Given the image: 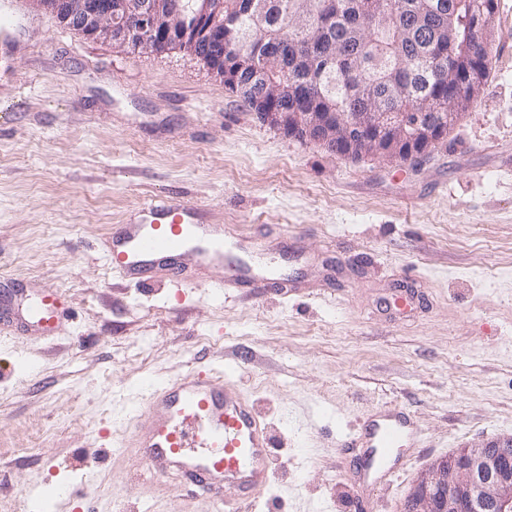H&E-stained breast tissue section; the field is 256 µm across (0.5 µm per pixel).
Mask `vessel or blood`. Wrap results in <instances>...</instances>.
I'll list each match as a JSON object with an SVG mask.
<instances>
[{
  "label": "vessel or blood",
  "instance_id": "obj_1",
  "mask_svg": "<svg viewBox=\"0 0 512 512\" xmlns=\"http://www.w3.org/2000/svg\"><path fill=\"white\" fill-rule=\"evenodd\" d=\"M10 25L0 26V55L9 56L34 22L23 0H0ZM246 239L225 241L224 227L207 223L201 208L186 199L160 197L140 207L126 224L114 225L104 244L108 265L128 283L181 288L189 283L188 263L228 267L224 290L241 295L287 288L289 279L253 258ZM27 327L47 338L58 335L68 318L60 297L43 291L21 310ZM142 420L121 438L118 450L132 462L130 476L180 477V491L196 488L218 512H251L268 482L274 439L255 404L233 381L217 383L201 370H189L152 384L135 404ZM416 417L389 406L361 420L343 441L363 481L356 501L367 512L374 492L386 489L404 469L403 451L422 444ZM237 491L224 497L225 486Z\"/></svg>",
  "mask_w": 512,
  "mask_h": 512
}]
</instances>
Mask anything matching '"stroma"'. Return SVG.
Returning a JSON list of instances; mask_svg holds the SVG:
<instances>
[{
	"instance_id": "35a3bbf8",
	"label": "stroma",
	"mask_w": 512,
	"mask_h": 512,
	"mask_svg": "<svg viewBox=\"0 0 512 512\" xmlns=\"http://www.w3.org/2000/svg\"><path fill=\"white\" fill-rule=\"evenodd\" d=\"M481 95L418 168L285 137L202 62L69 29L0 61V279L47 288L65 336L0 334V512L37 485L81 484L84 512H210L137 483L114 454L130 389L238 359L278 434L253 512H354L339 436L398 405L425 435L372 512H405L417 474L512 435V0H497ZM263 246L296 287L242 299L216 269L183 292L124 284L113 225L159 196ZM94 460L77 467L84 450Z\"/></svg>"
}]
</instances>
